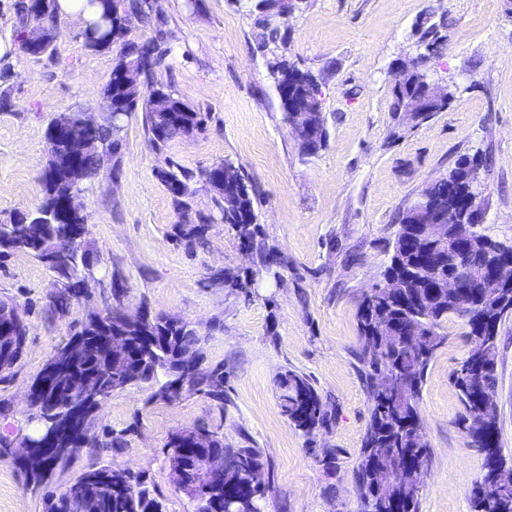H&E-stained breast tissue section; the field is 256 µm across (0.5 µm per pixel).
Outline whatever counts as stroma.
Listing matches in <instances>:
<instances>
[{"instance_id":"obj_1","label":"stroma","mask_w":512,"mask_h":512,"mask_svg":"<svg viewBox=\"0 0 512 512\" xmlns=\"http://www.w3.org/2000/svg\"><path fill=\"white\" fill-rule=\"evenodd\" d=\"M252 0H158L165 60L156 79L196 110L206 127L171 142L169 158L200 172L231 159L251 178L259 222L287 264L271 271L239 251L230 228L213 221L205 245L179 234L213 213V194L193 180L187 213L177 211L154 169L140 120H130L118 176L89 183L82 202L88 240L97 258L90 302L100 303L123 280L125 305L195 324L203 363L224 367L229 401L201 394L167 401L149 384L116 391L90 425L94 441L124 435L123 447L102 461L145 473L167 512H190L172 482L167 442L197 426L220 428L229 444L250 441L263 455L267 512H356L353 468L368 420L356 355L363 294L381 279L398 212L464 155L487 158L485 223L495 238L512 240V0H307L280 28L288 51L322 77L328 122L326 149L302 156L282 120L260 44L264 30ZM445 18L446 46L432 58V78L456 84L448 111L419 126H397L390 111V66L413 53L426 18ZM57 54L35 60L19 48L0 56V220L35 210L43 192L45 132L57 113L103 119L102 88L116 49L85 47L83 29L58 18ZM248 273L250 297L212 282L214 272ZM52 273L24 252L0 257V300L20 304L28 324L25 350L0 379V403L10 405L0 432H33L25 392L55 347L86 314L48 309ZM496 400L500 443L512 454V315L500 325ZM473 346L465 327L448 325L420 399L432 456L419 512H470V490L483 456L470 444L465 410L450 375ZM306 374L331 416L305 436L282 413L275 387L284 369ZM48 490L27 488L11 460L0 459V512H43Z\"/></svg>"}]
</instances>
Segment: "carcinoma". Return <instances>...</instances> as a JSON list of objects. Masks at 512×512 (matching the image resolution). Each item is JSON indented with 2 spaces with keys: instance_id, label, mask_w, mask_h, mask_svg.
Masks as SVG:
<instances>
[{
  "instance_id": "obj_1",
  "label": "carcinoma",
  "mask_w": 512,
  "mask_h": 512,
  "mask_svg": "<svg viewBox=\"0 0 512 512\" xmlns=\"http://www.w3.org/2000/svg\"><path fill=\"white\" fill-rule=\"evenodd\" d=\"M95 10V22L84 35L85 45L92 50H108L113 45L122 46V57L103 88L105 108L114 106L124 112L126 122L141 113L148 142L156 155L164 157L155 167L156 177L164 184L175 205L184 209L186 198L191 195L190 183L194 175L174 166L165 157L170 142L177 137L190 136L202 129L207 114L158 85L152 73L144 75L137 85L123 83L119 68L140 66L157 59L162 50L161 20L153 14L147 0H121V12L112 15V0H89ZM14 11L17 26L14 30L18 42L29 39L31 25L42 15L54 21L57 18V0H16ZM141 23L155 30V35L134 40L129 38L126 21ZM443 24L430 22L418 29V43L433 47L438 53L445 41ZM267 35L262 44L265 66L276 93L288 89V100L296 101L310 94L316 104L315 138L318 149L327 146L328 128L320 98L317 77L308 70H301L287 51V35L277 26H266ZM420 95L416 75H407L403 82L391 88L390 110L401 125L420 124L439 112L447 111L455 100V90L448 88V103L430 105L424 112L411 110ZM100 149L111 157H120L122 148L121 126L107 120L94 130ZM48 161L57 163L49 175L40 176L44 199L31 212L9 216L0 221V256L15 251L31 254L55 274L60 290L51 295L50 306L64 314L78 303L83 294L82 279L85 268L95 260L89 246L88 215L77 203L91 178H73L63 165L67 153L66 143L55 140L46 131ZM484 167L479 155L463 156L448 170V174L427 183L417 198L439 204V217L448 212H460L459 203L467 195V174L471 168ZM224 179L222 185L213 184L211 168L202 170L199 177L213 191L217 218L227 224L234 234L239 249L255 256L265 265H287L270 246L258 223L259 196L248 176L238 166ZM416 206L412 202L396 218L398 228L391 242L389 257L382 272L385 281L396 280L397 288H376L361 299L357 312V325L361 351L358 353V370L367 398L369 419L362 441L353 477L359 490L363 512H418L420 495L415 494L391 475L392 504L384 510L378 500L382 498L376 488L377 451L408 457L418 470H426L431 460V450L426 437L419 400L426 383L429 367L437 352L445 345L448 321L461 323L468 329V336L483 350V366L475 368L476 351H471L451 376L457 396L465 410V421L475 447L484 454L483 471L471 490L472 512H512V488L504 489L494 497L482 494L484 486L494 479L495 465L507 463L499 441V414L495 400L496 358L499 347V326L512 315V288L499 295L485 296L483 289L467 284L471 300L478 306L465 315L460 307L462 294H450L434 288L439 278L454 272L448 264V242L421 241L416 237ZM40 225L37 238L30 234V225ZM474 249L466 255V263L481 267L487 253L505 247L501 241L478 227ZM54 251L68 253L69 263L50 262L46 257ZM213 279L230 288L245 290L249 281L225 271L214 273ZM127 288L112 292L115 306L109 321L86 316L74 335L82 338L84 351L78 369L96 380L103 392L101 401L87 413L85 422L101 412L112 393L127 386L151 384L157 386L156 395L170 398L176 385L181 393H200L219 406L227 401L224 389V366L199 365L190 376H181L175 356L198 348L201 336L192 323L147 311L145 317L129 320L122 316ZM118 334L134 344L135 351L144 357L140 379L128 378L125 373L112 368L110 359L100 347L102 338ZM27 336V323L19 306L9 300H0V356L7 358L1 371L11 370L23 353L22 340ZM386 375L393 391L377 390L376 379ZM38 373L31 382L30 405L39 408L49 418L65 412V401L52 399L34 390L42 380ZM276 386L283 414L289 424L305 435L329 421L326 404L310 379L296 370L286 369L276 378ZM206 430L204 426L196 427ZM208 431V430H206ZM183 432L173 434L168 443L170 469L176 484L189 497L192 512H265L264 492L260 484L244 481L245 474L261 471L262 452L252 445L233 446L224 442V434L208 431L204 449L224 467V490L218 494H201L192 489L193 470L197 451L181 443ZM84 452L78 448L73 453L60 452L44 457L38 469L23 471L26 485L33 489L45 488L69 470L73 460ZM94 504L95 512H166L163 500L143 474L130 471L117 472L112 466L99 461L81 470L64 487L60 494L45 498L46 512H86L85 503Z\"/></svg>"
}]
</instances>
